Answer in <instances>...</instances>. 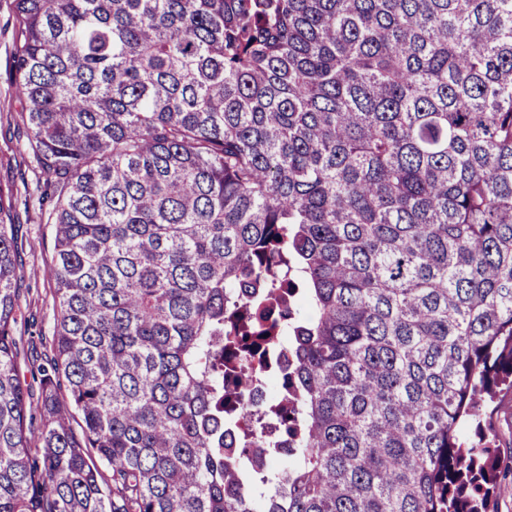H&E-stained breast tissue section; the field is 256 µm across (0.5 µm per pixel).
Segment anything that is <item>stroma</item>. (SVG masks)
Segmentation results:
<instances>
[{"mask_svg": "<svg viewBox=\"0 0 512 512\" xmlns=\"http://www.w3.org/2000/svg\"><path fill=\"white\" fill-rule=\"evenodd\" d=\"M18 21L13 0H0V198L10 206L18 264L20 311L17 363L27 398L39 400L40 371L53 358L52 331L57 315L55 286L44 275L52 256L53 206L50 177L29 146L26 101L14 83ZM486 427L499 454L494 485L498 512H512V390L503 389L490 403Z\"/></svg>", "mask_w": 512, "mask_h": 512, "instance_id": "1", "label": "stroma"}]
</instances>
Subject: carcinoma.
Instances as JSON below:
<instances>
[{
  "label": "carcinoma",
  "mask_w": 512,
  "mask_h": 512,
  "mask_svg": "<svg viewBox=\"0 0 512 512\" xmlns=\"http://www.w3.org/2000/svg\"><path fill=\"white\" fill-rule=\"evenodd\" d=\"M14 8L57 317L33 405L0 217V512H496L512 0ZM290 266L307 310L251 323L288 333L298 421L260 505L224 454L217 337L235 289Z\"/></svg>",
  "instance_id": "obj_1"
}]
</instances>
